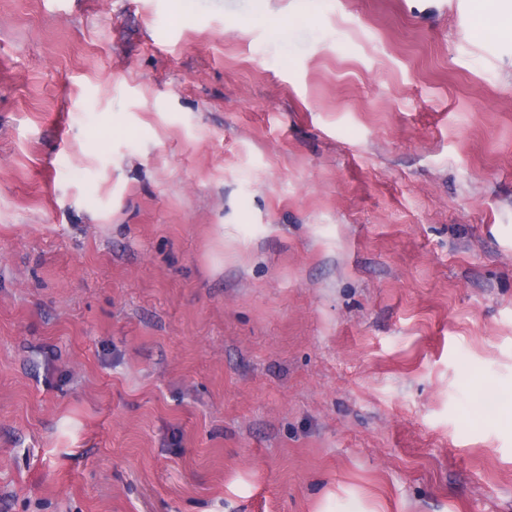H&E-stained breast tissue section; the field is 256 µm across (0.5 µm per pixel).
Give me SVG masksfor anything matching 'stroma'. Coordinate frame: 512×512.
Returning a JSON list of instances; mask_svg holds the SVG:
<instances>
[{
	"mask_svg": "<svg viewBox=\"0 0 512 512\" xmlns=\"http://www.w3.org/2000/svg\"><path fill=\"white\" fill-rule=\"evenodd\" d=\"M496 2L0 0V512H512Z\"/></svg>",
	"mask_w": 512,
	"mask_h": 512,
	"instance_id": "35a3bbf8",
	"label": "stroma"
}]
</instances>
